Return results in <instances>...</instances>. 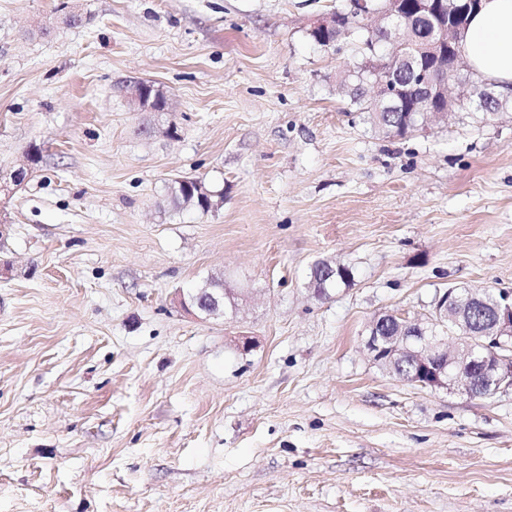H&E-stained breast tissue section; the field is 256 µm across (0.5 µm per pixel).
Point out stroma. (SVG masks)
<instances>
[{"mask_svg": "<svg viewBox=\"0 0 512 512\" xmlns=\"http://www.w3.org/2000/svg\"><path fill=\"white\" fill-rule=\"evenodd\" d=\"M349 8L0 0V173L31 169L0 198V512H512V393L365 347L439 290H512V99L382 133L338 87L351 40L307 35ZM179 176L215 208L173 209ZM319 260L352 285L317 295ZM217 271L236 312H186ZM149 87H151L152 90H155L156 94L159 90L164 95L165 106L162 109L154 107L155 97L151 98L148 94L147 88ZM122 91L130 109L134 112H151L158 115H169V112H171L169 109L168 97L165 92L159 88L156 89L148 82L141 80L126 82V84L123 85Z\"/></svg>", "mask_w": 512, "mask_h": 512, "instance_id": "35a3bbf8", "label": "stroma"}]
</instances>
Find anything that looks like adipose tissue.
<instances>
[{"instance_id": "obj_1", "label": "adipose tissue", "mask_w": 512, "mask_h": 512, "mask_svg": "<svg viewBox=\"0 0 512 512\" xmlns=\"http://www.w3.org/2000/svg\"><path fill=\"white\" fill-rule=\"evenodd\" d=\"M471 70L512 97V0H482L460 35Z\"/></svg>"}]
</instances>
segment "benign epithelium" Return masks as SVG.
I'll return each mask as SVG.
<instances>
[{"instance_id": "obj_1", "label": "benign epithelium", "mask_w": 512, "mask_h": 512, "mask_svg": "<svg viewBox=\"0 0 512 512\" xmlns=\"http://www.w3.org/2000/svg\"><path fill=\"white\" fill-rule=\"evenodd\" d=\"M481 0H465L462 15L448 14V20L434 29L429 39L417 43L408 11L438 13L447 11L444 0H414L412 7L403 0H385L383 8L364 11L372 18L371 32L383 37L389 46L388 60L370 69V102L384 110L411 112L418 117H444L452 111L455 99L448 95V84L463 68L462 59L448 61V49L457 41L464 15L478 9ZM327 45L348 34L340 16L327 14L310 27ZM151 84L129 81L122 91L134 112L167 115L169 106L154 107L147 92ZM169 140L180 138L179 127L169 120L148 129ZM22 167L5 181L0 176V194L10 195L25 182ZM183 308L204 318L224 316V273L213 275L210 283L180 297ZM490 312V322L482 331L470 327L473 313ZM366 347L372 360L390 376L431 389L457 390L471 398H489L512 392V291L471 292L448 288L436 294L426 320L384 313L369 325Z\"/></svg>"}]
</instances>
